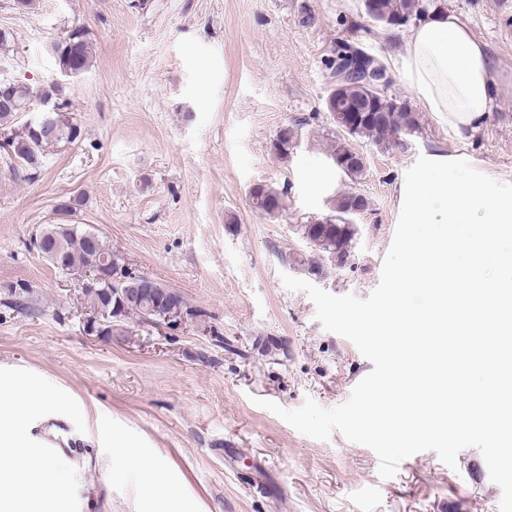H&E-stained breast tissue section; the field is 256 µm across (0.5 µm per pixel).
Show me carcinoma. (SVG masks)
<instances>
[{
    "instance_id": "cac0c4a2",
    "label": "carcinoma",
    "mask_w": 512,
    "mask_h": 512,
    "mask_svg": "<svg viewBox=\"0 0 512 512\" xmlns=\"http://www.w3.org/2000/svg\"><path fill=\"white\" fill-rule=\"evenodd\" d=\"M431 8H443V0H376L379 16L398 27L419 18ZM53 53L57 69L70 70L75 75L85 71L90 64L88 42L84 32L77 28L54 43ZM336 74L338 81L335 94L345 111H351L353 104L364 99L370 102L372 111L380 113L378 117L370 116L356 123H336L338 140L333 146L332 157L340 159L336 167L341 172L356 179L363 176L365 165H352L346 162L345 152L349 146V139L366 137L379 146L387 147L400 140L401 136L419 131L421 117L409 103L374 90L360 77L347 72V66H338ZM11 90L16 101L25 105L31 104L35 98L43 104L56 98L55 90L51 86L35 90L23 82L14 80ZM53 119L54 136L41 143H34L27 136L25 128L19 125L16 111L0 108V133L7 136L0 148L10 160L17 161L28 176L42 168L48 149L62 144H72L80 135L77 125L65 116L64 104H58ZM251 198L254 209L262 215L273 217L284 209V192L269 185L255 186L251 191ZM333 208L336 211V218L305 224L302 232L303 237L309 240L322 256L340 267L350 257L357 235L356 225L350 221V217L357 214L354 193L345 192L337 195L333 200ZM43 231L47 237L61 242L65 267L69 269L87 266L100 254L112 255V251L99 235L96 236L95 251L91 252L85 247L83 237L89 233L87 229L47 224Z\"/></svg>"
}]
</instances>
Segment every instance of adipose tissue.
<instances>
[{
  "instance_id": "ef3b65f1",
  "label": "adipose tissue",
  "mask_w": 512,
  "mask_h": 512,
  "mask_svg": "<svg viewBox=\"0 0 512 512\" xmlns=\"http://www.w3.org/2000/svg\"><path fill=\"white\" fill-rule=\"evenodd\" d=\"M399 76L411 95L449 132H478L494 109L497 75L487 45L453 12L432 10L408 29ZM51 394L20 389L0 394V442L15 441L51 405ZM64 474L43 448H17L0 466V512H43L40 492L58 487Z\"/></svg>"
}]
</instances>
